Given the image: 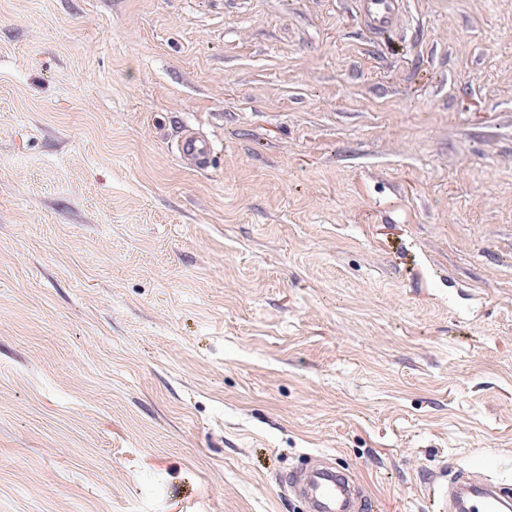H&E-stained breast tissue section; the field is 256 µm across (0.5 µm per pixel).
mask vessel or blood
<instances>
[{"label":"vessel or blood","mask_w":512,"mask_h":512,"mask_svg":"<svg viewBox=\"0 0 512 512\" xmlns=\"http://www.w3.org/2000/svg\"><path fill=\"white\" fill-rule=\"evenodd\" d=\"M366 27L381 35L393 29L406 11V0H359ZM183 159L205 165L214 153L210 140L185 130L179 141ZM292 492L306 503L307 512H362L366 503L354 473L337 469L311 456L304 467L288 475ZM432 512H512V496L504 494L493 480L475 487L461 482L456 488L441 485L429 494Z\"/></svg>","instance_id":"vessel-or-blood-1"}]
</instances>
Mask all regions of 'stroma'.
<instances>
[{
    "mask_svg": "<svg viewBox=\"0 0 512 512\" xmlns=\"http://www.w3.org/2000/svg\"><path fill=\"white\" fill-rule=\"evenodd\" d=\"M407 14L0 0V512L512 489V0ZM365 26L375 35L393 29L406 11L405 0H359ZM179 150L183 159L197 166L205 165L214 153L211 141L190 129L181 136ZM314 455L304 467L288 474L292 492L306 503L308 512H359L367 500L354 473L337 469Z\"/></svg>",
    "mask_w": 512,
    "mask_h": 512,
    "instance_id": "stroma-1",
    "label": "stroma"
}]
</instances>
